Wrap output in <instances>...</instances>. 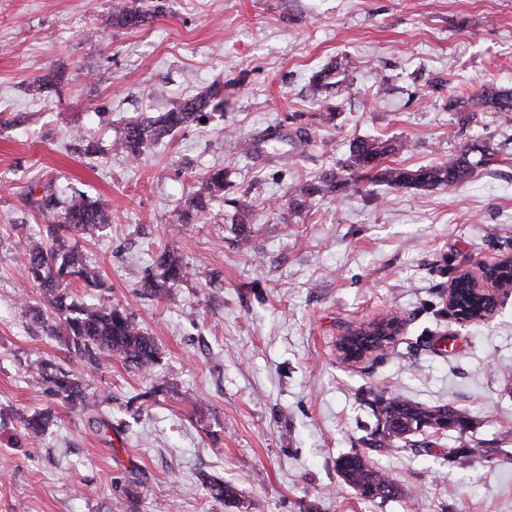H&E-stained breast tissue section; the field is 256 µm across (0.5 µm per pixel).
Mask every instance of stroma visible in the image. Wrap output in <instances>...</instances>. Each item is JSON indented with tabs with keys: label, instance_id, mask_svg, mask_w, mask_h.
Here are the masks:
<instances>
[{
	"label": "stroma",
	"instance_id": "obj_1",
	"mask_svg": "<svg viewBox=\"0 0 512 512\" xmlns=\"http://www.w3.org/2000/svg\"><path fill=\"white\" fill-rule=\"evenodd\" d=\"M113 2L0 0V512H512V295L466 327L448 311L457 276L512 254V112L450 103L512 89V0H155L137 28L110 23ZM337 61L340 83L312 96ZM216 83L205 122L135 160L113 152L127 124ZM359 138L409 142L386 160L409 170L467 144L498 152L450 189L359 179L299 200ZM211 169L223 196L180 223ZM30 182L104 203L111 227L79 246L153 336L150 369L87 370L32 319L42 299L16 258L65 211L35 212ZM164 245L196 271L172 304L142 287ZM395 312L392 343L346 359L347 335ZM48 361L109 394V426L29 385ZM369 388L467 410L481 453L449 461L453 431L372 453L404 494L362 498L336 463L364 448ZM215 480L234 504L210 497Z\"/></svg>",
	"mask_w": 512,
	"mask_h": 512
}]
</instances>
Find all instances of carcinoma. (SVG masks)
Returning a JSON list of instances; mask_svg holds the SVG:
<instances>
[{
	"instance_id": "1",
	"label": "carcinoma",
	"mask_w": 512,
	"mask_h": 512,
	"mask_svg": "<svg viewBox=\"0 0 512 512\" xmlns=\"http://www.w3.org/2000/svg\"><path fill=\"white\" fill-rule=\"evenodd\" d=\"M158 11L157 5L142 2L133 7L124 0H117L112 7L111 21L114 25L139 27L152 19ZM337 69L338 65L332 64L315 72L311 78L313 93L319 94L323 89L337 85L333 81ZM220 93L221 86H210L192 98L177 102L160 115L130 124L124 135L115 142V149L132 159L139 157L163 136L201 121ZM475 101L477 105L495 112H510L512 90L488 85L476 94ZM406 148L407 143L404 141L360 139L350 146L349 170L363 174L371 172L373 179L381 180L391 187H414L421 190L452 188L471 181L476 169L489 161L496 152L495 148L485 145L480 151V159L474 161L470 158L474 148L467 146L442 162L417 170L381 167L387 157ZM347 184L348 180L332 171L313 181L296 185L294 192L301 198L326 196ZM35 188L37 184L31 183L23 189L30 205L43 214L53 212L58 206V198L47 193L36 198L33 194ZM207 209L208 199L197 193L187 200L180 218L187 223L200 220L206 215ZM110 223L111 219L102 204L74 192L68 198L65 223L49 224L47 235L32 237L24 242L18 258L19 264L29 282L41 289L54 322L48 323L45 313L38 307L31 308L32 318L47 324L48 332L62 343L66 351L90 369L98 370L113 358L147 369L157 357L153 337L139 328L123 310L112 305L108 287L99 280L98 272L87 263L78 247L77 238L84 232L103 228ZM152 262L160 273L146 275L143 287L169 299L171 294L167 291L166 283L187 279L190 276L189 268L179 253L167 246L154 252ZM76 282L99 289L94 302L87 304L70 296L66 288ZM456 302L460 314L471 315L477 310L491 311L495 308V302L472 295V289L463 282L457 283ZM31 378L45 394L84 414H97L103 402L110 401L108 396L104 398L88 392L76 375L58 364L41 365L32 372ZM362 402L375 419L374 427L363 438V443L369 448L390 453L407 446L423 445L425 440L417 441L413 436L422 433L434 435L445 421L455 420L460 423L457 428L459 445L448 449V460L454 462L458 458L481 452V448L467 438V412L458 408L448 404L428 406L398 394L372 390L362 393ZM337 469L343 481L362 497L372 500L374 496L371 490L388 484L393 485L390 498L402 494L393 480L375 468L360 452L341 457L337 461Z\"/></svg>"
}]
</instances>
